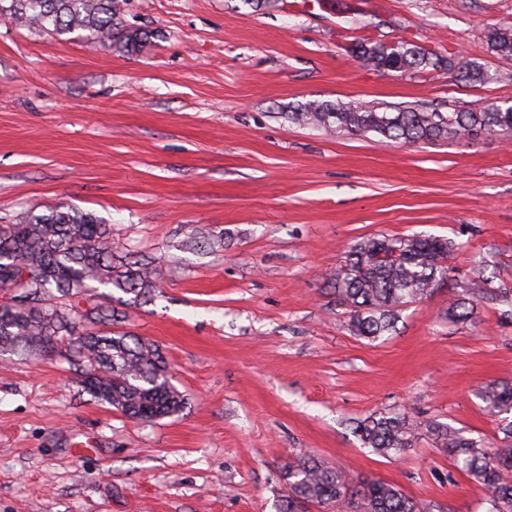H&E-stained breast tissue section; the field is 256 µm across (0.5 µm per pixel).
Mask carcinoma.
Wrapping results in <instances>:
<instances>
[{
	"label": "carcinoma",
	"instance_id": "carcinoma-1",
	"mask_svg": "<svg viewBox=\"0 0 512 512\" xmlns=\"http://www.w3.org/2000/svg\"><path fill=\"white\" fill-rule=\"evenodd\" d=\"M0 19L51 38L78 34L86 44L133 52L148 33L128 27L124 0H0ZM492 55L512 60V26L488 37ZM368 66L407 72L434 66L435 52L412 43L358 46ZM448 72L480 82L482 68L458 55ZM288 122L325 134L366 135L408 144L470 138L478 133L512 135V106L440 112L309 100L287 113ZM112 230L96 216L60 204L28 211L0 224V356L27 359L39 353L61 354L82 374L83 390L131 418L152 421L184 408L171 383L159 345L116 328L120 320L101 304L83 308L74 298L90 283L110 286L135 303L155 287L149 262L114 258ZM458 245L447 238L413 235L369 238L350 246L344 259L324 276L336 303L350 313L354 335L374 341L395 331L398 313L430 295L448 273ZM455 322L477 318V298L469 290L448 298ZM481 399L493 415L512 413V385L490 384ZM424 429L435 447L461 458L469 475L488 491L486 512H512V419H502L503 437L489 448L449 425L380 414L356 423L362 443L382 456L412 447ZM285 483L279 512H311L316 506L336 512H422L420 504L391 483L366 479L354 486L345 471L313 456H301L282 468Z\"/></svg>",
	"mask_w": 512,
	"mask_h": 512
}]
</instances>
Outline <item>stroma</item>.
I'll return each instance as SVG.
<instances>
[{"label":"stroma","mask_w":512,"mask_h":512,"mask_svg":"<svg viewBox=\"0 0 512 512\" xmlns=\"http://www.w3.org/2000/svg\"><path fill=\"white\" fill-rule=\"evenodd\" d=\"M124 17L149 35L130 53L0 20V224L65 204L110 224L115 254L150 258L140 301L98 285L80 303L157 343L185 407L133 420L58 354L0 359V512H278L281 469L305 454L423 512H484V486L428 435L388 458L354 422L400 413L496 444L478 393L512 384V141L328 136L286 114L512 102V61L487 45L512 0H127ZM404 40L489 79L358 57ZM413 234L459 245L448 281L391 335L355 336L323 272L357 241ZM190 235L205 250L182 249ZM464 288L487 296L455 323ZM448 58V73L454 74L461 80L468 82H481L484 79V72L480 65L471 62L469 59L458 55ZM477 298L468 289H461L448 298V317L455 322H474L477 318Z\"/></svg>","instance_id":"stroma-1"}]
</instances>
